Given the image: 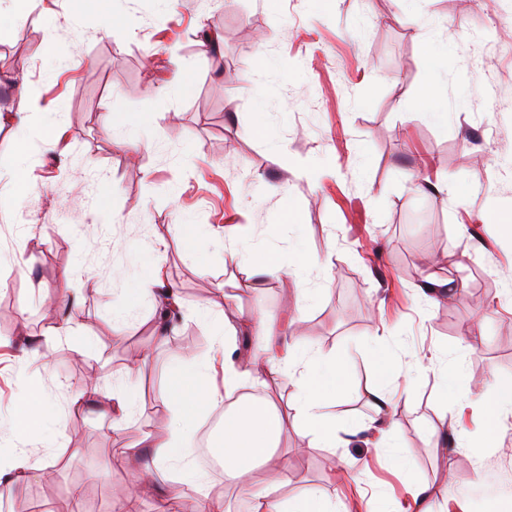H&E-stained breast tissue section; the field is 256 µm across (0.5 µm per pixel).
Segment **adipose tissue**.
<instances>
[{"instance_id": "1", "label": "adipose tissue", "mask_w": 512, "mask_h": 512, "mask_svg": "<svg viewBox=\"0 0 512 512\" xmlns=\"http://www.w3.org/2000/svg\"><path fill=\"white\" fill-rule=\"evenodd\" d=\"M224 242L238 259L244 286L257 285L263 277L283 270L275 253L240 251L234 230L225 231ZM141 294L155 303L163 317L182 306L165 268L160 265L144 280ZM199 313L223 326L218 346L224 356V388L201 391L199 383L208 376L210 366L193 359L187 361L186 371L175 374L164 397L173 425L166 436H143L140 445L151 449L152 460L133 471V485H148L158 492L156 512H222L210 497L207 474L195 465L186 447L194 419L200 408L205 407L224 412V422L214 437V445L224 461L225 486L244 490L256 470L264 467L276 471L265 487L252 492V512H336L331 495L322 489L306 487L294 497L283 496L288 473L277 467L280 439L288 430L289 420L293 419L301 422L311 446L316 448L335 447L342 435L357 433L368 434L371 447H391L397 443L399 433L391 421L389 391L381 384L369 391L377 409V420L341 427L326 415L324 408L346 382L345 355L318 350L299 352L277 336L267 315L260 313L244 320L256 338L255 349L249 359L244 360L236 352L235 329L223 324V307L209 302ZM283 380L291 381L295 387L289 402L290 414H281L273 400L266 398L256 404L238 395L245 386L267 389ZM230 394L235 395L236 400L228 405L224 398ZM71 405L77 410L97 406L103 412L115 413L118 421L124 422L137 408L138 394L122 387L106 392L96 386H86L72 395ZM9 430L18 437L41 432L49 446L54 445L57 437L50 414L45 411L42 400L35 397L22 400L14 408ZM46 468L45 460L33 449H11L0 458V491L17 493L30 479L44 476Z\"/></svg>"}]
</instances>
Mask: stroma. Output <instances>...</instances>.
Returning <instances> with one entry per match:
<instances>
[{
	"label": "stroma",
	"instance_id": "35a3bbf8",
	"mask_svg": "<svg viewBox=\"0 0 512 512\" xmlns=\"http://www.w3.org/2000/svg\"><path fill=\"white\" fill-rule=\"evenodd\" d=\"M509 14L512 0H173L166 12L158 0H41L22 22L0 15V113L22 91L40 105L24 124L0 122V162L24 146L32 184L17 203L0 182V454L16 444L11 408L36 391L55 411L61 456L7 512H70L76 498L113 512L141 461L136 442L167 431L162 399L182 356L216 349L198 312L207 301L233 323L300 308L294 342L348 354L349 390L328 408L344 422L375 418L370 341L380 323L392 329L384 342L411 385L392 397L408 467L355 440L310 447L292 426L280 442L289 491L326 490L338 512H364L373 496L404 512L425 486L435 512H512V410L495 444L480 434L481 402L512 379V240L490 219L512 209ZM20 69L22 88L10 82ZM431 83L437 118L405 106ZM258 123L264 136L251 133ZM420 159L472 195L415 192ZM233 224L285 264L301 252L328 262L326 279L309 269L240 287L219 241ZM157 263L183 305L166 339L137 294ZM429 277L460 296L428 304ZM43 289L67 298L71 335H51ZM25 334L45 356L35 370L18 360ZM431 347L460 375L416 365L413 351ZM90 381L139 392L122 428L73 410Z\"/></svg>",
	"mask_w": 512,
	"mask_h": 512
}]
</instances>
